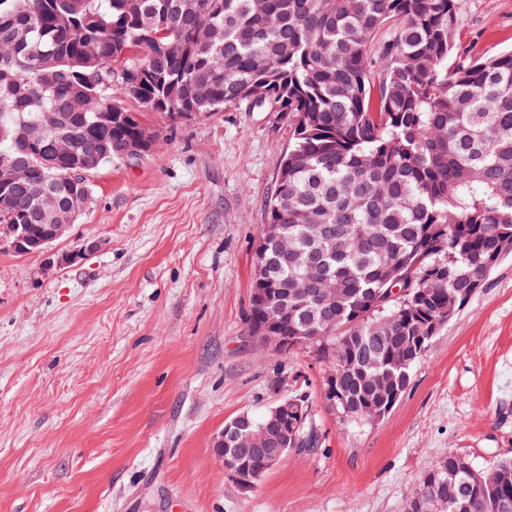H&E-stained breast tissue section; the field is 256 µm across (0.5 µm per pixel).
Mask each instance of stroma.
<instances>
[{
    "instance_id": "stroma-1",
    "label": "stroma",
    "mask_w": 512,
    "mask_h": 512,
    "mask_svg": "<svg viewBox=\"0 0 512 512\" xmlns=\"http://www.w3.org/2000/svg\"><path fill=\"white\" fill-rule=\"evenodd\" d=\"M461 49H512V0H463ZM156 149L91 177L57 253L0 244V512H404L443 454L512 458V255L432 339L378 422L338 418L304 347L249 323L255 242L292 138L284 112L138 109ZM303 395L317 440L247 493L213 439Z\"/></svg>"
}]
</instances>
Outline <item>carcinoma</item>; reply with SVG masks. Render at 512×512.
<instances>
[{
  "mask_svg": "<svg viewBox=\"0 0 512 512\" xmlns=\"http://www.w3.org/2000/svg\"><path fill=\"white\" fill-rule=\"evenodd\" d=\"M200 0H0V155L20 161L54 202L91 182L57 162V134L73 154L119 158L115 139H133L139 120L114 129L99 113L128 111L123 98L179 113L248 103L261 88L288 113L292 141L267 204V223L288 239V256L268 243L261 262L278 288L307 275L336 283V321L325 305L288 297L280 322L288 348L313 328L317 360L332 369L350 405L347 421L372 420L370 385L383 374L409 385L418 326L444 319L448 301L485 276L486 262L512 239V51L475 58L456 47L461 0H209L205 34L178 13ZM149 65L156 79L127 91L126 75ZM91 75L93 84L82 81ZM43 112L64 125L34 148L17 139ZM0 226L24 224L36 236L48 204L0 173ZM413 289L383 302L390 274ZM471 462L443 456L418 493L439 512L446 475L468 512L512 500V461L489 487Z\"/></svg>",
  "mask_w": 512,
  "mask_h": 512,
  "instance_id": "carcinoma-1",
  "label": "carcinoma"
}]
</instances>
